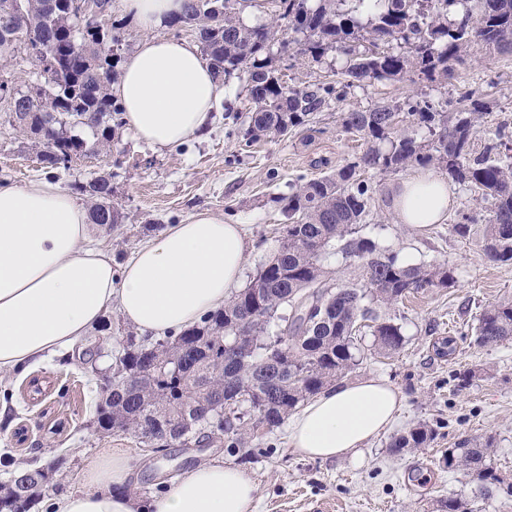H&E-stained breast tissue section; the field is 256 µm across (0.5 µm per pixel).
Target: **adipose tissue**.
<instances>
[{"instance_id": "obj_1", "label": "adipose tissue", "mask_w": 512, "mask_h": 512, "mask_svg": "<svg viewBox=\"0 0 512 512\" xmlns=\"http://www.w3.org/2000/svg\"><path fill=\"white\" fill-rule=\"evenodd\" d=\"M115 8L147 33L112 88L128 129L158 151L204 138L227 91L197 46L152 34L184 0H115ZM451 201L445 177L419 172L397 187L392 206L401 223L418 226L440 223ZM93 233L87 206L53 181L0 185V374L74 350L114 310L148 337L196 324L240 290L251 248L239 225L206 213L171 225L120 265ZM400 406L378 378L327 388L289 419L288 446L310 458L357 455ZM133 473L123 449H108L54 512H255L254 479L230 463L199 462L148 504L113 491Z\"/></svg>"}]
</instances>
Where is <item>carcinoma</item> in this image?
<instances>
[{
  "label": "carcinoma",
  "mask_w": 512,
  "mask_h": 512,
  "mask_svg": "<svg viewBox=\"0 0 512 512\" xmlns=\"http://www.w3.org/2000/svg\"><path fill=\"white\" fill-rule=\"evenodd\" d=\"M241 0H186L170 21L195 30L201 53L224 82L245 77L248 120L238 136L250 145L286 136L312 123L314 115L344 99L352 89L407 73L428 83L450 79L454 66L474 44L512 53V0H274L278 17L248 26L237 19ZM113 0L94 20L69 15V0H0V60L18 54L39 70L27 86L36 98L22 114L7 108L5 125L38 148L47 168L66 169L90 153L112 155L122 110L110 92L123 60V28L112 23ZM299 39L296 54L320 62L343 57L334 78L290 85L283 81L274 45ZM386 48L381 49L379 45ZM458 112L426 95L376 103L345 112V132L366 149L324 176L301 178L274 198L285 218L273 255L249 286L196 324L164 339L141 340L130 330L116 337L119 356L112 380H104L96 404L99 428L128 434L147 448H250L258 431L273 432L288 415L360 365L358 336L372 328L374 349L384 355L405 345L401 326L379 309L411 294L455 283L447 262L411 265L363 235L376 186L365 173L398 174L431 168L476 190L487 214H466L452 230L485 225L484 250L497 263H512V147L501 129L478 155L472 130L484 104ZM408 122L414 133L398 135ZM68 188L89 203L90 222L108 230L124 222L114 202L112 174H93ZM344 267L335 277L324 267L329 250ZM480 347L512 343V298L482 308L474 326ZM436 430L419 423L391 441L394 452L427 448ZM495 439L464 437L447 449L450 472L472 473L469 501L450 496L437 512H485L512 482L491 462ZM65 477L60 464L12 476L0 497V512H32L39 489Z\"/></svg>",
  "instance_id": "carcinoma-1"
}]
</instances>
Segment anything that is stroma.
Wrapping results in <instances>:
<instances>
[{
	"instance_id": "35a3bbf8",
	"label": "stroma",
	"mask_w": 512,
	"mask_h": 512,
	"mask_svg": "<svg viewBox=\"0 0 512 512\" xmlns=\"http://www.w3.org/2000/svg\"><path fill=\"white\" fill-rule=\"evenodd\" d=\"M275 64L284 80L295 84L325 79L340 67L335 59L315 63L292 50L282 53ZM423 91L440 101L471 91L485 103L487 110L473 135L475 151L483 150L500 124L512 128V54L476 46L448 83L428 88L407 74L357 89L318 113L309 131L251 146L238 138L226 112L218 111L204 140L160 153L124 129L112 155L91 154L70 169L48 171L31 142L0 126V184L21 186L47 177L64 188L94 172L111 173L114 200L125 220L100 240L117 261L129 258L161 227L205 211L225 223L242 225L252 243L244 271L249 281L282 231L276 196L288 193L299 178L318 175L316 160L326 159L333 170L362 152L360 137L343 130L342 113ZM370 178L377 191L364 222L366 234L409 264L449 261L456 281L452 287L414 294L385 309V316L400 324L406 337L400 353L378 355L370 348V332H363L360 364L348 379H385L399 392L401 408L393 426L365 447L362 460L293 454L283 426L247 457L216 447H175L162 455L130 436L96 432L100 379L112 363L115 338L124 326L111 312L97 333L103 356H57L0 380V405L6 408L0 415V485L10 479L6 459L33 467L61 456L67 476L59 490H46L45 495L77 492L83 488L81 472L87 459L106 448H123L135 466L134 492L146 502L163 494L171 472L216 458L245 469L255 479L257 512H435L439 500L451 494L468 497L473 488L471 476L444 469L445 449L463 437L489 433L498 439L495 466L512 476V344L480 348L469 332L480 308L512 297V265L487 257L482 225H473L463 237L451 229L460 213L483 210L485 204L478 193L452 184L445 220L419 228L400 223L392 208V194L403 174L374 172ZM449 335L458 341L450 361L439 358L432 347ZM468 370L475 373L471 384L455 387L454 374ZM420 422L437 430L430 446L392 452L391 440Z\"/></svg>"
}]
</instances>
